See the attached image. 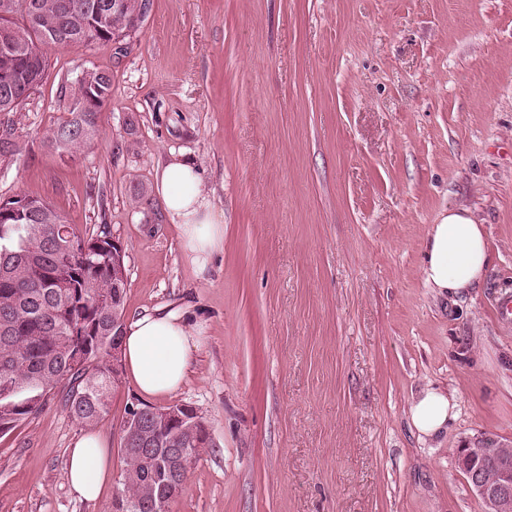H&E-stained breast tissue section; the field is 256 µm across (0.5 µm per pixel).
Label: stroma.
<instances>
[{
    "instance_id": "1",
    "label": "stroma",
    "mask_w": 512,
    "mask_h": 512,
    "mask_svg": "<svg viewBox=\"0 0 512 512\" xmlns=\"http://www.w3.org/2000/svg\"><path fill=\"white\" fill-rule=\"evenodd\" d=\"M89 70L112 77L100 131L62 158L44 134ZM6 128L0 201L106 226L126 319L177 310L199 339L170 401L208 441L173 512H485L455 450L512 441V0H151L119 44L53 50ZM173 155L224 219L203 275L156 192ZM461 207L491 268L451 295L423 282V242ZM437 387L456 417L427 439L409 407ZM140 399L121 375L93 504L68 481L85 427L54 391L0 436V512H112Z\"/></svg>"
}]
</instances>
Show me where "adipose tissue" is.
Returning <instances> with one entry per match:
<instances>
[{"label":"adipose tissue","instance_id":"adipose-tissue-1","mask_svg":"<svg viewBox=\"0 0 512 512\" xmlns=\"http://www.w3.org/2000/svg\"><path fill=\"white\" fill-rule=\"evenodd\" d=\"M157 192L164 210L177 224L186 259L197 271H205L212 256L224 246V224L201 190L197 167L190 161L171 158L157 175ZM421 275L433 288L459 291L480 287L491 265V255L483 225L468 209L444 213L439 223L430 225L424 240ZM198 346L182 314L146 313L127 325L122 339L127 373L148 398L175 394L186 382ZM455 405L448 393L429 388L410 405L413 427L433 438L446 430L455 417ZM112 477V457L108 442L95 430L82 434L70 450L68 479L84 500H98Z\"/></svg>","mask_w":512,"mask_h":512}]
</instances>
